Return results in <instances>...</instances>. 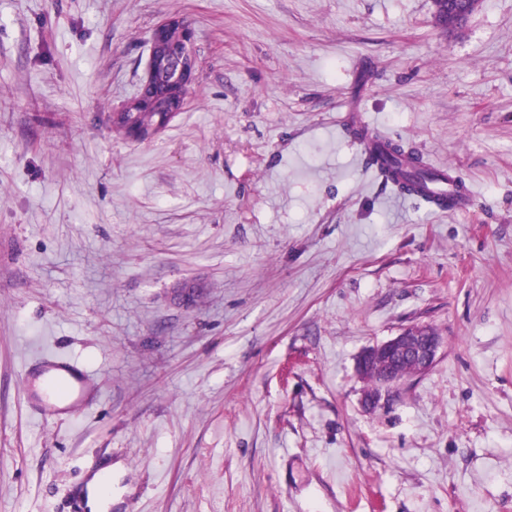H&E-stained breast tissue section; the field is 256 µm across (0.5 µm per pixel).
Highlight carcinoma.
Returning a JSON list of instances; mask_svg holds the SVG:
<instances>
[{
	"instance_id": "carcinoma-1",
	"label": "carcinoma",
	"mask_w": 512,
	"mask_h": 512,
	"mask_svg": "<svg viewBox=\"0 0 512 512\" xmlns=\"http://www.w3.org/2000/svg\"><path fill=\"white\" fill-rule=\"evenodd\" d=\"M372 141V161L385 181L401 190L416 192L427 202L433 200L430 186L446 180L443 173L429 167L414 152L377 135L372 137Z\"/></svg>"
}]
</instances>
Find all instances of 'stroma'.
<instances>
[{"label":"stroma","instance_id":"obj_1","mask_svg":"<svg viewBox=\"0 0 512 512\" xmlns=\"http://www.w3.org/2000/svg\"><path fill=\"white\" fill-rule=\"evenodd\" d=\"M201 80L113 135L153 28ZM369 126L476 190L403 198ZM197 285L193 300L175 291ZM417 324L435 366L364 408L360 353ZM98 394L43 421L37 356ZM512 512V0H0V512ZM436 6V14L438 19L448 26V7L452 6L462 19L473 13L478 5L479 0H434Z\"/></svg>","mask_w":512,"mask_h":512}]
</instances>
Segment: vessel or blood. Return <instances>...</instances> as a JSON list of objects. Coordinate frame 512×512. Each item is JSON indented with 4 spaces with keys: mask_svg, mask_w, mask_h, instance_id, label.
I'll return each instance as SVG.
<instances>
[{
    "mask_svg": "<svg viewBox=\"0 0 512 512\" xmlns=\"http://www.w3.org/2000/svg\"><path fill=\"white\" fill-rule=\"evenodd\" d=\"M445 192L454 197L453 210L470 206L474 191L455 168H448ZM24 396L35 412L45 420L68 416L88 404L90 379L87 368L74 357L48 355L24 373Z\"/></svg>",
    "mask_w": 512,
    "mask_h": 512,
    "instance_id": "vessel-or-blood-1",
    "label": "vessel or blood"
}]
</instances>
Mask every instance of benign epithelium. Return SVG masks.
Here are the masks:
<instances>
[{"mask_svg":"<svg viewBox=\"0 0 512 512\" xmlns=\"http://www.w3.org/2000/svg\"><path fill=\"white\" fill-rule=\"evenodd\" d=\"M436 14L448 24V7L459 17L473 13L479 0H434ZM202 75L201 64L193 49V31L180 15L167 16L151 34L150 55L143 84L154 88L162 82V93L150 98L132 99L114 112L120 119L127 112H165L175 115L188 103L194 86ZM442 346L440 335L428 325H414L379 345L366 349L358 361L361 374L374 373L376 387L370 393L371 402L381 398V391L389 390L406 379L396 363L400 360L415 365V375L430 370L437 362Z\"/></svg>","mask_w":512,"mask_h":512,"instance_id":"benign-epithelium-1","label":"benign epithelium"}]
</instances>
